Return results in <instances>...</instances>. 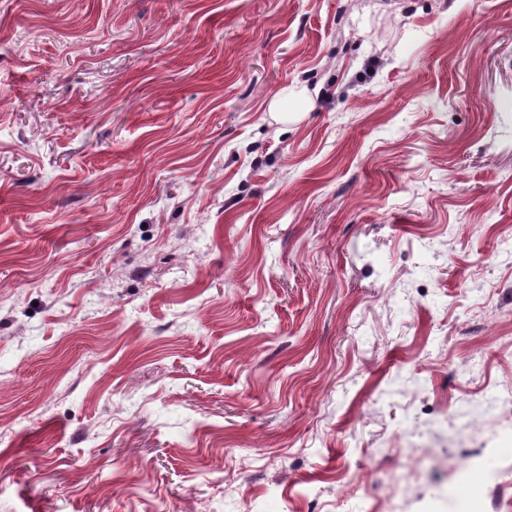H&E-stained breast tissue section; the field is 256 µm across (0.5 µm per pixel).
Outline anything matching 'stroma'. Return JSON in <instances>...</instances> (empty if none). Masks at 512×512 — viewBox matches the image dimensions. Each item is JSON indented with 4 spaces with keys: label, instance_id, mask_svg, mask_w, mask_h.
Returning a JSON list of instances; mask_svg holds the SVG:
<instances>
[{
    "label": "stroma",
    "instance_id": "obj_1",
    "mask_svg": "<svg viewBox=\"0 0 512 512\" xmlns=\"http://www.w3.org/2000/svg\"><path fill=\"white\" fill-rule=\"evenodd\" d=\"M473 458L501 512L512 0H0V512H448Z\"/></svg>",
    "mask_w": 512,
    "mask_h": 512
}]
</instances>
